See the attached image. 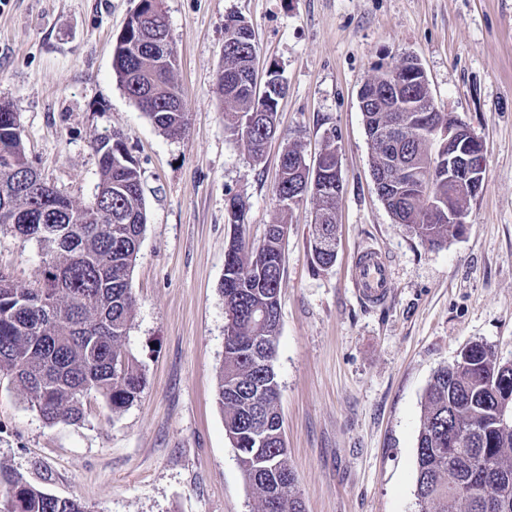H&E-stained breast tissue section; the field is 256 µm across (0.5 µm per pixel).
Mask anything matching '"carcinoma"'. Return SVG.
Masks as SVG:
<instances>
[{
    "label": "carcinoma",
    "instance_id": "obj_1",
    "mask_svg": "<svg viewBox=\"0 0 512 512\" xmlns=\"http://www.w3.org/2000/svg\"><path fill=\"white\" fill-rule=\"evenodd\" d=\"M152 13L143 29L115 40L113 71L128 96L169 138L182 137L188 113L183 93L160 47L168 25L162 0H143ZM257 57L255 33L239 17L224 23V125L244 140L256 159L277 133L276 90L257 93L245 82ZM0 103V228L39 241L47 257L37 286L0 280V373L9 376L30 406L50 423H75L94 394L112 410L133 404L144 373L125 347L135 310L131 273L147 223L140 174L120 135L99 137V182L95 196L103 214L86 220V205L66 198L44 210L8 193L13 181L41 180L23 135L14 132L15 112ZM361 111L372 149L371 173L384 179L388 160L408 155L409 173L381 198L393 220L407 225L430 248L463 233L459 224L432 220L431 202L457 195L467 207L469 187L448 182V142L437 126L448 113L437 108L421 78L393 80L387 73L364 86ZM301 146L287 144L279 157L276 199L306 188L315 211L328 219L312 227L315 265L329 267L336 254L320 250L336 237L343 189L340 170L320 173L301 165ZM288 223L269 226L261 247L238 235L224 254V306L231 332L224 343L217 403L239 467L258 499L259 512H304L298 477L282 439L280 385L262 359L275 357L279 339L280 281ZM419 512H512V357L476 341L440 367L422 402L416 439ZM0 512H88L23 475L0 465Z\"/></svg>",
    "mask_w": 512,
    "mask_h": 512
}]
</instances>
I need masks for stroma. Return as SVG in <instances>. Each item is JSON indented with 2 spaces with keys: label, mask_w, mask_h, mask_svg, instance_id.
<instances>
[{
  "label": "stroma",
  "mask_w": 512,
  "mask_h": 512,
  "mask_svg": "<svg viewBox=\"0 0 512 512\" xmlns=\"http://www.w3.org/2000/svg\"><path fill=\"white\" fill-rule=\"evenodd\" d=\"M138 0H0V102L14 105L42 178L83 204L98 183L95 138L116 132L137 163L147 224L131 275L125 346L145 382L112 411L52 424L0 376V464L88 512H258L216 404L227 318L224 251L260 242L280 218L279 156L298 141L340 146L336 261L314 269L313 205L289 218L275 370L283 430L305 512H417L416 436L433 373L469 342L512 357V0H163L187 133H160L116 80L112 47ZM255 31L262 66L288 84L262 161L224 128V22ZM431 95L480 137L483 186L465 233L439 249L395 223L372 181L360 86L402 56ZM246 201L243 229L230 197ZM389 262L379 306L356 294L354 255ZM36 240L0 229V270L34 285Z\"/></svg>",
  "instance_id": "stroma-1"
}]
</instances>
